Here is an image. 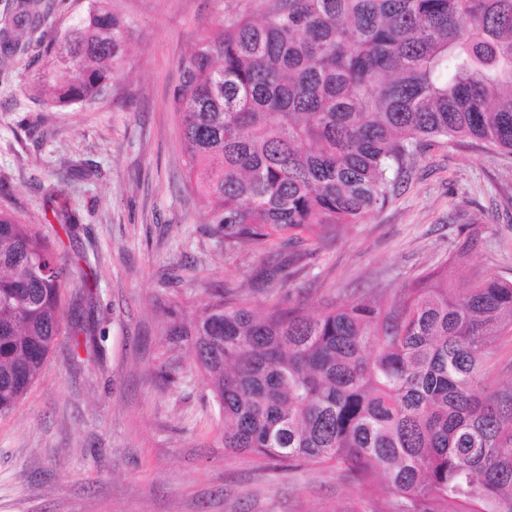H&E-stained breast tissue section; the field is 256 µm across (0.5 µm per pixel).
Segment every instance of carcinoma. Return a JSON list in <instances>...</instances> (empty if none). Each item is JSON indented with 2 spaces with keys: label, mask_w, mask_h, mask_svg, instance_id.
<instances>
[{
  "label": "carcinoma",
  "mask_w": 512,
  "mask_h": 512,
  "mask_svg": "<svg viewBox=\"0 0 512 512\" xmlns=\"http://www.w3.org/2000/svg\"><path fill=\"white\" fill-rule=\"evenodd\" d=\"M16 0L0 50L47 22ZM129 24L96 0L54 46L36 92L103 100ZM187 176L225 249L315 244L389 202L421 146L512 155V0H258L224 19L173 92ZM66 236L76 215L54 212ZM59 235L0 211V416L36 382L71 324V354L100 348L94 294L59 257ZM72 295H67L68 289ZM512 335V281L448 267L319 311H254L208 289L164 306L161 335L194 359L224 418V447L262 462L332 467L354 512H512V385L484 364ZM181 357L158 377L174 383Z\"/></svg>",
  "instance_id": "obj_1"
}]
</instances>
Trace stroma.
<instances>
[{"label": "stroma", "mask_w": 512, "mask_h": 512, "mask_svg": "<svg viewBox=\"0 0 512 512\" xmlns=\"http://www.w3.org/2000/svg\"><path fill=\"white\" fill-rule=\"evenodd\" d=\"M40 42L0 65V211L45 222L67 206L78 222L60 248L73 279L94 271L98 357L68 361L61 333L21 404L0 417V512H352L333 469L261 465L226 448L217 406L191 356L162 386L158 304L192 308L206 286L244 283L261 256L224 251L188 186L178 115L180 68L225 17L254 0H111L130 25L121 77L100 102L56 105L30 93L50 46L94 0H42ZM60 197L48 199L47 181ZM479 240L468 271L512 280V156L425 142L390 201L335 239L299 246L287 287L253 295L311 308L377 286L405 287Z\"/></svg>", "instance_id": "1"}]
</instances>
